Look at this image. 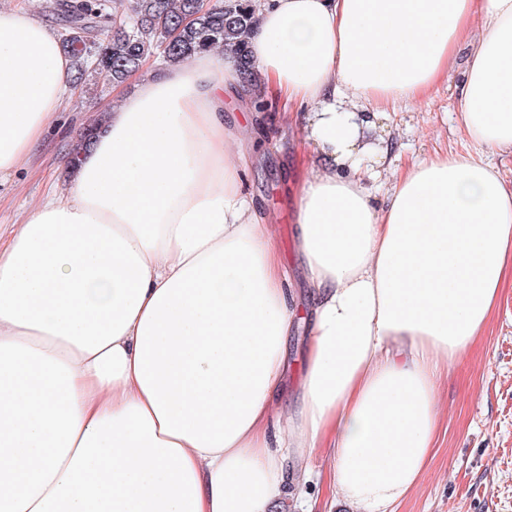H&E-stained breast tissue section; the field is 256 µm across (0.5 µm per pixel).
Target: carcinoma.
Returning <instances> with one entry per match:
<instances>
[{"label":"carcinoma","instance_id":"obj_1","mask_svg":"<svg viewBox=\"0 0 512 512\" xmlns=\"http://www.w3.org/2000/svg\"><path fill=\"white\" fill-rule=\"evenodd\" d=\"M53 11L62 30L76 35L62 39V47L76 64L79 83L99 75L122 83L150 56L179 63L220 47L235 56L243 82L255 80L247 51L257 22L254 0H54ZM110 13L126 26L111 27Z\"/></svg>","mask_w":512,"mask_h":512}]
</instances>
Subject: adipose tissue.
Instances as JSON below:
<instances>
[{"instance_id":"1","label":"adipose tissue","mask_w":512,"mask_h":512,"mask_svg":"<svg viewBox=\"0 0 512 512\" xmlns=\"http://www.w3.org/2000/svg\"><path fill=\"white\" fill-rule=\"evenodd\" d=\"M249 54L250 86L229 52L145 63L66 189L0 230V512H276L315 448L353 512L422 479L438 386L512 267V185L471 155L394 166L378 111L456 71L462 131L512 153V0H258ZM74 84L55 31L0 9V175ZM256 97L311 156L304 306L241 188ZM300 318L301 402L278 414Z\"/></svg>"}]
</instances>
